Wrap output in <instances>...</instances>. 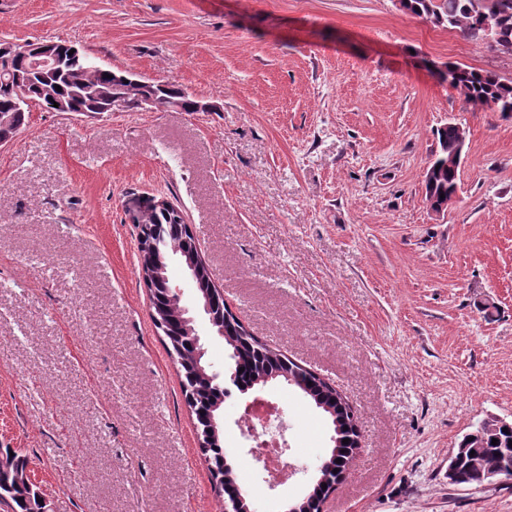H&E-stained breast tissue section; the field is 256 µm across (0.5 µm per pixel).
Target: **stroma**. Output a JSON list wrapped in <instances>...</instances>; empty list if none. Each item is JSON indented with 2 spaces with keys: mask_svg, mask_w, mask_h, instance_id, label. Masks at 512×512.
I'll return each mask as SVG.
<instances>
[{
  "mask_svg": "<svg viewBox=\"0 0 512 512\" xmlns=\"http://www.w3.org/2000/svg\"><path fill=\"white\" fill-rule=\"evenodd\" d=\"M74 46L215 112L35 108L0 146V448L48 512H224L182 372L142 279L133 198L179 207L248 329L355 407L361 449L322 512H512V479L448 484L482 421L512 422V113L435 67L512 79V54L397 0H0V41ZM468 131L455 203L427 207L448 123ZM214 368L185 265L171 258ZM294 476L270 489L225 400L224 448L256 512L305 494L326 418L283 392Z\"/></svg>",
  "mask_w": 512,
  "mask_h": 512,
  "instance_id": "obj_1",
  "label": "stroma"
}]
</instances>
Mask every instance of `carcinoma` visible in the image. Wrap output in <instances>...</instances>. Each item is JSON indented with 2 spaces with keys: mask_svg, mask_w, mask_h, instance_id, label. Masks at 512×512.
Here are the masks:
<instances>
[{
  "mask_svg": "<svg viewBox=\"0 0 512 512\" xmlns=\"http://www.w3.org/2000/svg\"><path fill=\"white\" fill-rule=\"evenodd\" d=\"M404 8L435 27L456 29L482 42L485 41V26L490 23L495 27V40L487 43V47L512 53V0H404ZM55 51L60 58L59 66L43 73L31 71L22 61L8 62L0 56V113L13 115V127L19 129L25 123V113L15 108L19 89L26 90L29 98L47 108L53 98L68 100L78 109L136 112L142 98L153 97L164 111H196V98L182 88L160 81L141 84L132 72L102 68L87 54L69 55L70 46L63 43L55 44ZM436 76L470 104L495 112H512V79L458 65H450L447 71H439ZM57 85L62 91H56ZM437 135L431 176L425 183V200L444 211L448 209V198L458 188V168L448 165V158L456 153L460 135L450 124ZM131 218L139 229L141 265L166 268L173 256L184 261L198 253L195 238L180 209L160 207L155 199L143 198ZM211 285L208 277L201 283L213 315L224 323V343L232 353L234 365L244 369L237 374L233 386L241 393L258 385L292 387L331 421L335 442L326 458L325 471L321 473L323 481L315 482L312 494L298 505L299 512H321L325 498L356 458L359 445L353 427L355 412L336 387L323 377L254 336L225 304L223 294ZM167 286L160 278L146 283L156 315L154 322L168 338L183 371L186 401L199 425L202 450L212 478L228 496L237 478L234 471L224 467L223 440L221 435L214 434V430H222L225 389L208 382L197 372V367L203 368L205 364L194 359V349L189 347L186 328L180 322ZM494 438L497 439L495 445L492 444ZM511 440L512 432H504L494 423L478 427L461 460L459 484L479 488L487 468H512ZM40 498L39 488L27 474L26 458L18 453L9 454L7 448L0 450V506H5L6 512H37L42 508Z\"/></svg>",
  "mask_w": 512,
  "mask_h": 512,
  "instance_id": "cac0c4a2",
  "label": "carcinoma"
}]
</instances>
